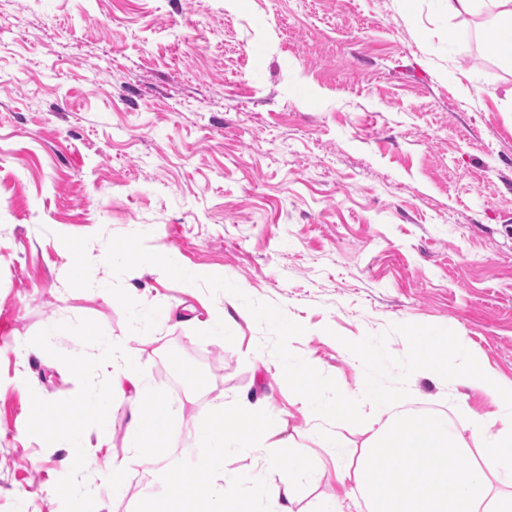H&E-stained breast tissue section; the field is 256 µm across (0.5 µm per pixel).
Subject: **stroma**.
I'll use <instances>...</instances> for the list:
<instances>
[{
	"mask_svg": "<svg viewBox=\"0 0 512 512\" xmlns=\"http://www.w3.org/2000/svg\"><path fill=\"white\" fill-rule=\"evenodd\" d=\"M490 20L442 0H0V512H152L162 496L127 404L81 419L79 455L51 442L63 426H32L85 388L109 394L110 371L71 368L105 340L163 400L172 359L202 372L173 408L193 446L203 416L264 411L275 463L237 451L224 471L279 484L305 458L298 512L341 492L319 432L357 446L375 425L366 404L361 425L309 416L240 299L151 265L114 278V235L147 232L281 307L305 328L290 349L348 397L365 373L344 340L385 332L402 357L401 323L451 329L512 383V68L485 51ZM75 260L95 282L74 286ZM116 279L166 310L153 331L99 296ZM217 314L234 333L200 339ZM408 389L403 408L460 430L493 409L419 372Z\"/></svg>",
	"mask_w": 512,
	"mask_h": 512,
	"instance_id": "35a3bbf8",
	"label": "stroma"
}]
</instances>
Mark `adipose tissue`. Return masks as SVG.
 Returning a JSON list of instances; mask_svg holds the SVG:
<instances>
[{
  "instance_id": "1",
  "label": "adipose tissue",
  "mask_w": 512,
  "mask_h": 512,
  "mask_svg": "<svg viewBox=\"0 0 512 512\" xmlns=\"http://www.w3.org/2000/svg\"><path fill=\"white\" fill-rule=\"evenodd\" d=\"M449 15L463 17L481 11L493 13L497 23L487 42L491 52L512 64V0H445ZM455 367L425 356L422 365L434 380H454L483 390L494 412L473 415L468 433H460L447 416L400 417L379 403L381 422L360 447H350L339 436L326 435L323 447L332 449L333 475L344 494L324 502L319 512H344L353 499L357 512H512V383L499 377L474 357L465 344H457ZM113 391L125 394L134 414L130 433L147 440L149 452H166L169 417L157 415L144 428L138 412L151 395L138 370L136 355H128L122 371L112 376ZM231 419L205 431V453L200 458L201 482L174 483L161 498L157 512H189L195 498L210 500L213 512H223L235 498V512H266L275 502L276 512H294L301 493L295 479L271 486L253 479H226L224 457L229 449L268 447L272 436L264 413L237 407Z\"/></svg>"
}]
</instances>
